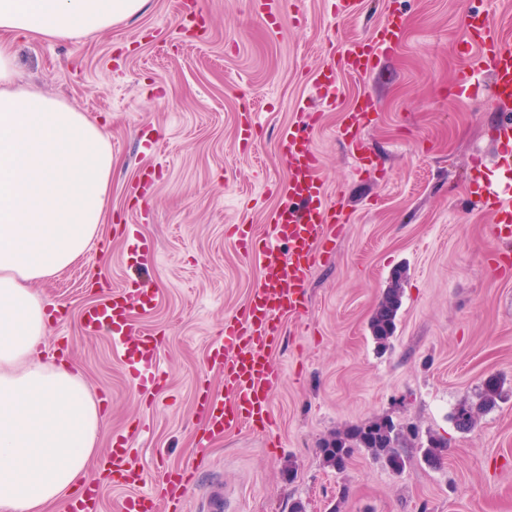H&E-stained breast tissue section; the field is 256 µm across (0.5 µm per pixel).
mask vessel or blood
<instances>
[{
    "label": "vessel or blood",
    "mask_w": 512,
    "mask_h": 512,
    "mask_svg": "<svg viewBox=\"0 0 512 512\" xmlns=\"http://www.w3.org/2000/svg\"><path fill=\"white\" fill-rule=\"evenodd\" d=\"M402 20L391 16L372 37L349 42L336 56L328 57L315 80L323 90L328 105L337 100L339 71L365 76L376 67L379 55L398 38ZM468 36L467 48L477 49L479 62L494 79L493 95L505 118L497 128L499 165L512 171V46L493 33L489 13L474 12L464 21ZM377 106L369 95L359 96L340 128V137L347 141L353 157L366 160L361 137L370 124ZM281 148L288 167V188L268 222L270 234L257 239L248 225H236L232 236L239 249L257 253L261 263L262 286L244 310L224 322V338L209 351L208 362L224 372V389L234 396L235 409L224 407L223 399L201 395L197 410L203 414L211 432L220 433L231 425L266 424L271 418L269 394L280 372L269 361L268 351L279 342L280 317L299 309L312 268L317 260V246L333 241L344 229V207L328 201L321 179V158L304 129L289 127L281 135ZM482 203L490 205L495 224L493 233L501 245L496 252L503 264L512 263V191L500 194L491 187H482ZM287 251H280V243ZM154 294L147 284L122 290L98 299L85 309L83 327L87 335H108L119 348L130 380L138 390L148 384L160 383L158 344L155 336L137 331L132 325V307L149 308ZM132 450L127 433L112 434L109 459L112 463L113 485L125 488L117 512H162L164 506L183 503L195 483L194 466H182L166 472L157 489L141 492L147 481L143 470L129 462ZM103 486L85 484L70 501L68 512H102Z\"/></svg>",
    "instance_id": "vessel-or-blood-1"
}]
</instances>
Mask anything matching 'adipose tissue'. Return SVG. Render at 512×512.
<instances>
[{
	"instance_id": "1",
	"label": "adipose tissue",
	"mask_w": 512,
	"mask_h": 512,
	"mask_svg": "<svg viewBox=\"0 0 512 512\" xmlns=\"http://www.w3.org/2000/svg\"><path fill=\"white\" fill-rule=\"evenodd\" d=\"M149 0H0V512L62 503L97 452L102 406L68 363L43 358L34 289L99 237L112 145L66 102L14 88L20 40L91 38Z\"/></svg>"
}]
</instances>
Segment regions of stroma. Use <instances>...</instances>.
<instances>
[{"label":"stroma","mask_w":512,"mask_h":512,"mask_svg":"<svg viewBox=\"0 0 512 512\" xmlns=\"http://www.w3.org/2000/svg\"><path fill=\"white\" fill-rule=\"evenodd\" d=\"M179 2L150 0L92 39L15 48L18 83L84 112L112 145L98 239L35 285L53 311L45 353L70 363L104 403L98 450L124 431L150 476L193 462L196 484L181 512H205L216 484L232 512H291L297 502L305 512H512V276L489 259L492 216L472 195L475 175L507 181L494 141L503 115L487 72L475 74L476 98L454 86L458 69L476 63L459 52L464 14L485 6L512 45V0H360L345 18L333 0H283L277 33L252 0H194L200 27L183 32ZM394 10L407 17L398 44L373 75L340 73L338 103L323 107L314 75L325 49L370 35ZM365 93L379 103L362 134L377 166L362 172L337 130ZM307 110L320 115L310 138L346 228L318 258L302 310L283 318L269 354L282 372L270 395L272 433L235 426L206 439L198 384L234 401L208 350L261 284L257 258L226 228L248 224L265 236L288 184L279 139ZM243 112L257 121L247 148L236 136ZM128 226L151 241L152 263L137 264ZM399 272L397 328L381 350L370 319ZM134 281L157 300L132 314L159 341L163 379L147 394L131 386L111 340L86 335L82 322L104 292ZM490 378L501 399L473 429L457 430L456 407L478 402ZM379 415L418 431L402 472L365 454L341 471L324 466L322 438ZM433 439L446 445L438 467L423 456Z\"/></svg>","instance_id":"1"}]
</instances>
